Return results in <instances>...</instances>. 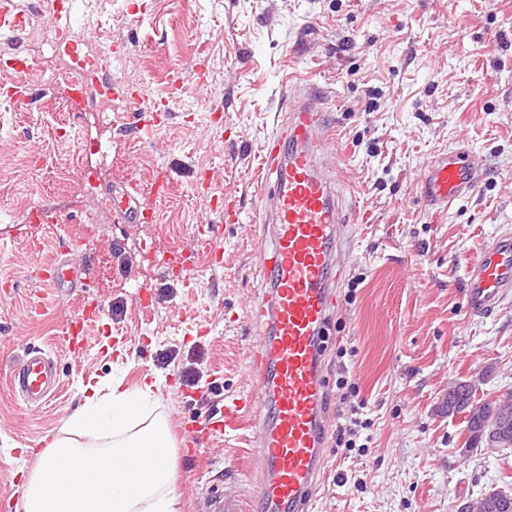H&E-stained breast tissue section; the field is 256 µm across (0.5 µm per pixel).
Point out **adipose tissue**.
Wrapping results in <instances>:
<instances>
[{"mask_svg": "<svg viewBox=\"0 0 512 512\" xmlns=\"http://www.w3.org/2000/svg\"><path fill=\"white\" fill-rule=\"evenodd\" d=\"M159 381L113 380L84 396L26 478L16 512H181L165 420L149 417Z\"/></svg>", "mask_w": 512, "mask_h": 512, "instance_id": "1", "label": "adipose tissue"}]
</instances>
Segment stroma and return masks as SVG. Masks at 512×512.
<instances>
[{
  "label": "stroma",
  "mask_w": 512,
  "mask_h": 512,
  "mask_svg": "<svg viewBox=\"0 0 512 512\" xmlns=\"http://www.w3.org/2000/svg\"><path fill=\"white\" fill-rule=\"evenodd\" d=\"M71 15L81 36L120 50L110 75L136 105H117L107 126L96 88L67 112L37 80L40 98L17 106L5 88L29 74L0 71V512L82 390L158 377L155 412L172 429L247 391L258 336L241 313L261 286L252 200L288 83L322 89L328 160L357 216L327 377L357 387L331 406L334 425L358 408L371 439L363 456L329 447L312 512H456L501 485L512 467L496 451L461 453L464 417L444 405L449 382L487 367L479 397L512 390V300L490 315L462 307L468 262L512 230V0H96ZM450 148L482 157L485 174L436 211L419 186ZM159 168L170 189L157 221L120 222L113 185H148ZM31 206L53 223H28ZM59 255L86 285L52 300L37 268ZM69 322L84 332L73 347L60 341ZM32 349L54 356L61 390L28 411L8 378ZM253 456L242 428L197 452L175 447L183 512H249Z\"/></svg>",
  "instance_id": "35a3bbf8"
}]
</instances>
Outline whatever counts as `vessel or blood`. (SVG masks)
<instances>
[{
    "instance_id": "b4317fda",
    "label": "vessel or blood",
    "mask_w": 512,
    "mask_h": 512,
    "mask_svg": "<svg viewBox=\"0 0 512 512\" xmlns=\"http://www.w3.org/2000/svg\"><path fill=\"white\" fill-rule=\"evenodd\" d=\"M310 98V92L289 88L281 99L284 116L260 147L256 221L265 241L258 266L265 289L244 307L245 319L261 328L246 357L251 390L224 403L195 431L180 435L184 447L204 448L248 417L260 512H307L329 463L325 339L340 303L336 260L340 227L349 223L351 208L338 171L321 163L332 139L323 110L314 108ZM481 168V159L468 150L438 153L427 165L420 196L429 207L448 209L477 188ZM167 184L163 172L146 191L121 182L112 204L122 220L145 222L153 213L152 198L162 195ZM83 283L60 258L44 271L45 286L62 297ZM511 293L512 236L504 234L468 263L465 309L492 314ZM10 382L29 408L39 409L59 386L56 364L42 352H27Z\"/></svg>"
}]
</instances>
